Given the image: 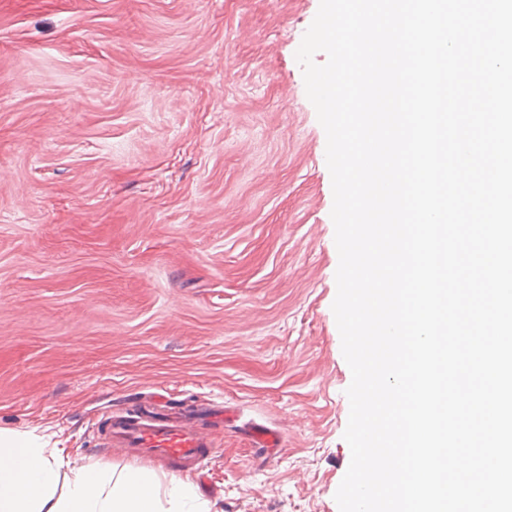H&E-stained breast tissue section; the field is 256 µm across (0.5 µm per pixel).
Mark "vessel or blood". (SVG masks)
I'll list each match as a JSON object with an SVG mask.
<instances>
[{
    "mask_svg": "<svg viewBox=\"0 0 512 512\" xmlns=\"http://www.w3.org/2000/svg\"><path fill=\"white\" fill-rule=\"evenodd\" d=\"M233 419L228 407L197 404L177 410L157 393L146 405L108 413L98 432L106 447L126 450L142 460L162 459L179 469L212 458L218 433ZM251 440L264 450L282 443L279 432L261 424L252 428Z\"/></svg>",
    "mask_w": 512,
    "mask_h": 512,
    "instance_id": "obj_1",
    "label": "vessel or blood"
}]
</instances>
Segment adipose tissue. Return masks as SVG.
I'll use <instances>...</instances> for the list:
<instances>
[{
    "label": "adipose tissue",
    "instance_id": "ef3b65f1",
    "mask_svg": "<svg viewBox=\"0 0 512 512\" xmlns=\"http://www.w3.org/2000/svg\"><path fill=\"white\" fill-rule=\"evenodd\" d=\"M0 512H164L151 473L87 459L65 466L41 437L0 431Z\"/></svg>",
    "mask_w": 512,
    "mask_h": 512
}]
</instances>
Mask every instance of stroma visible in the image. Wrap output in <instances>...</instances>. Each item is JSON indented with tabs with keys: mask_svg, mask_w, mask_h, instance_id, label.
Listing matches in <instances>:
<instances>
[{
	"mask_svg": "<svg viewBox=\"0 0 512 512\" xmlns=\"http://www.w3.org/2000/svg\"><path fill=\"white\" fill-rule=\"evenodd\" d=\"M319 3L0 0V429L122 469L103 414L206 399L240 421L189 474L211 512H339L352 374L296 59ZM251 431V440L254 446L259 449L271 450L279 448L282 438L279 432L265 425L256 424Z\"/></svg>",
	"mask_w": 512,
	"mask_h": 512,
	"instance_id": "stroma-1",
	"label": "stroma"
}]
</instances>
